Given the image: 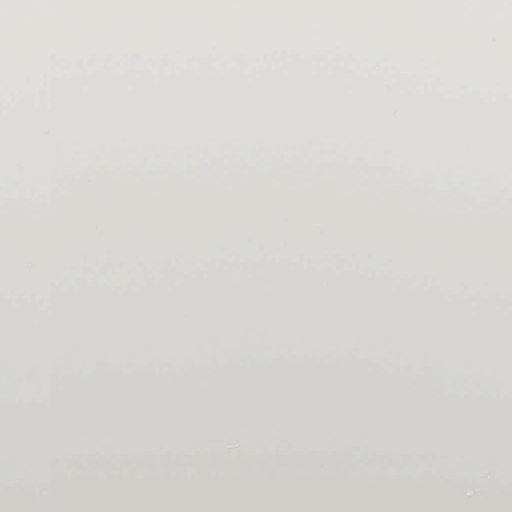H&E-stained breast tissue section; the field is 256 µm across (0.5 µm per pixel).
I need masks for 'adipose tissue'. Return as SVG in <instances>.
<instances>
[{
    "label": "adipose tissue",
    "instance_id": "1",
    "mask_svg": "<svg viewBox=\"0 0 512 512\" xmlns=\"http://www.w3.org/2000/svg\"><path fill=\"white\" fill-rule=\"evenodd\" d=\"M250 139L276 154L253 164L172 151L161 165L132 163L133 139L121 135L111 139L110 168L76 171L58 164L65 140H41L39 196L20 198L1 177L0 211L13 221L0 225L10 255L0 288L27 282L34 321L0 323L1 335L32 345L27 359L0 364V387L42 384L91 353L131 367L157 352L179 367L195 352L240 358L262 339L278 359L365 361L382 352L413 370L435 367L465 408L394 393L350 398L290 378L267 391L52 394L47 412L0 423V460L29 456L21 441L35 433L43 474L64 448L95 460L144 449L150 474L117 482L92 473L28 498L25 512H512V498L492 492L500 462L512 461V416L472 403L476 381L499 378L496 352L512 329V272L502 263L512 225L501 219L512 178L451 193L418 175L442 142L412 136L391 138L403 172L349 165L332 178L313 150L315 133ZM429 195L440 209L399 204ZM261 248L292 275L68 289L73 255L85 249L123 264H203L219 252L248 262ZM325 250L335 268L324 267ZM368 256L387 259V289L354 286L353 261ZM373 454L402 478L394 471L366 482L342 463ZM189 458L223 460V481L204 475L184 492L175 476Z\"/></svg>",
    "mask_w": 512,
    "mask_h": 512
}]
</instances>
